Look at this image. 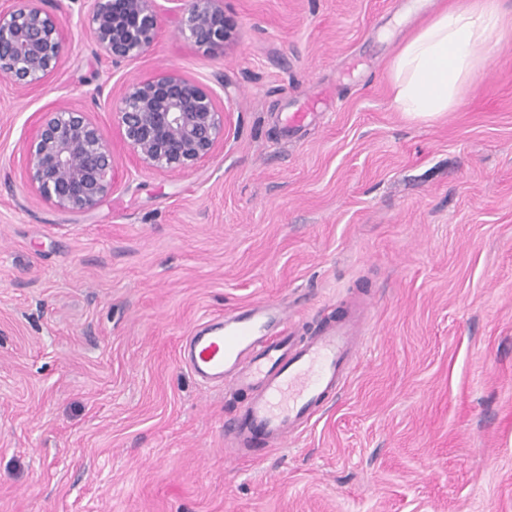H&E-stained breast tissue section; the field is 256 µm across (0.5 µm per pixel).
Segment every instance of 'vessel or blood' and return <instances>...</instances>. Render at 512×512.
I'll list each match as a JSON object with an SVG mask.
<instances>
[{"mask_svg":"<svg viewBox=\"0 0 512 512\" xmlns=\"http://www.w3.org/2000/svg\"><path fill=\"white\" fill-rule=\"evenodd\" d=\"M362 326L350 311L301 340L281 304L259 302L197 325L179 355L198 378L241 394L224 431L239 457L253 459L285 445L341 392Z\"/></svg>","mask_w":512,"mask_h":512,"instance_id":"1","label":"vessel or blood"}]
</instances>
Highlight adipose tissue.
<instances>
[{"instance_id": "adipose-tissue-1", "label": "adipose tissue", "mask_w": 512, "mask_h": 512, "mask_svg": "<svg viewBox=\"0 0 512 512\" xmlns=\"http://www.w3.org/2000/svg\"><path fill=\"white\" fill-rule=\"evenodd\" d=\"M502 17L499 0H458L423 24L392 61L393 109L429 122L459 106Z\"/></svg>"}]
</instances>
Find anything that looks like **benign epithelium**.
<instances>
[{
  "instance_id": "7a95c632",
  "label": "benign epithelium",
  "mask_w": 512,
  "mask_h": 512,
  "mask_svg": "<svg viewBox=\"0 0 512 512\" xmlns=\"http://www.w3.org/2000/svg\"><path fill=\"white\" fill-rule=\"evenodd\" d=\"M85 26L98 53L119 65L139 57L157 38V0H91ZM182 35L216 48L235 24L222 0H170ZM68 32L41 0L0 3V75L31 89L58 69ZM137 163L154 172L190 168L224 141L216 93L174 67L128 84L115 112ZM27 184L47 203L73 213L97 207L112 193L115 166L103 131L83 113L62 109L37 122L23 146Z\"/></svg>"
}]
</instances>
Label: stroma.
<instances>
[{"mask_svg": "<svg viewBox=\"0 0 512 512\" xmlns=\"http://www.w3.org/2000/svg\"><path fill=\"white\" fill-rule=\"evenodd\" d=\"M453 0H223L217 49L178 31L113 67L88 0H43L71 36L26 90L0 77V512H512V0L464 103L391 106L400 46ZM174 67L217 94L224 140L141 169L112 119ZM323 94L288 134L287 113ZM71 109L111 143L97 208L24 177L36 121ZM290 305L295 335L359 308L337 400L286 446L239 459L237 395L178 358L212 316Z\"/></svg>", "mask_w": 512, "mask_h": 512, "instance_id": "obj_1", "label": "stroma"}]
</instances>
